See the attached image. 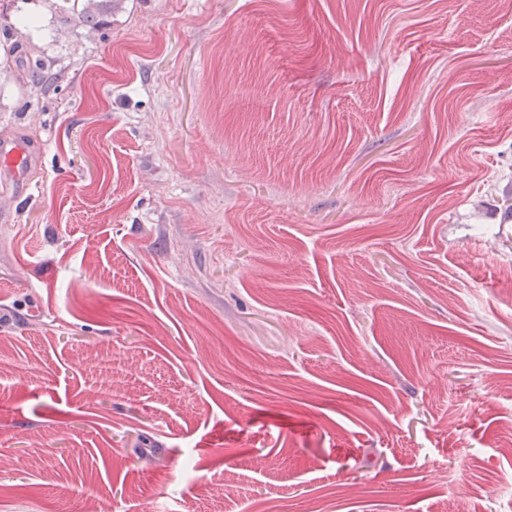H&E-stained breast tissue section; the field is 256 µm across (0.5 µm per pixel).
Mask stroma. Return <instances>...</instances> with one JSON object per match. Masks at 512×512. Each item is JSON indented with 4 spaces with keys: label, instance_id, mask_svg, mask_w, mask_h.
Segmentation results:
<instances>
[{
    "label": "stroma",
    "instance_id": "stroma-1",
    "mask_svg": "<svg viewBox=\"0 0 512 512\" xmlns=\"http://www.w3.org/2000/svg\"><path fill=\"white\" fill-rule=\"evenodd\" d=\"M2 140L0 512H512L500 0H15ZM55 12H59L61 22L73 26H88L90 29L105 24L112 17V2L115 0H57ZM0 171L21 189L27 186L29 158L26 146L18 141L0 142Z\"/></svg>",
    "mask_w": 512,
    "mask_h": 512
}]
</instances>
